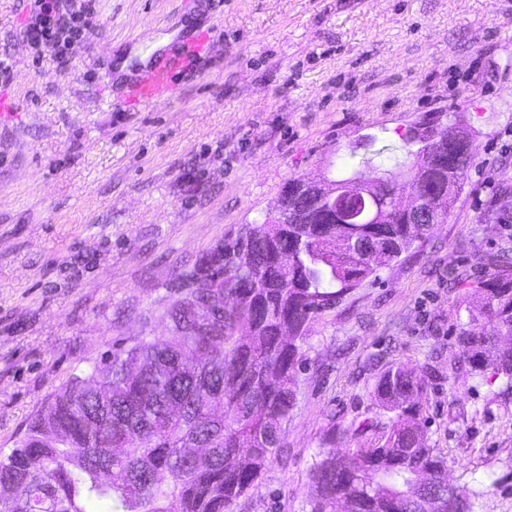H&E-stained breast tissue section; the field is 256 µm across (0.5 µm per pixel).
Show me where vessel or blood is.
Masks as SVG:
<instances>
[{
    "mask_svg": "<svg viewBox=\"0 0 512 512\" xmlns=\"http://www.w3.org/2000/svg\"><path fill=\"white\" fill-rule=\"evenodd\" d=\"M209 39V34L203 33L194 41L185 43L179 48L153 55L148 65L135 73L126 83V99L143 103L162 100L172 91L175 75L187 68L190 57L200 52Z\"/></svg>",
    "mask_w": 512,
    "mask_h": 512,
    "instance_id": "1",
    "label": "vessel or blood"
}]
</instances>
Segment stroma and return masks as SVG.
Listing matches in <instances>:
<instances>
[{"instance_id": "stroma-1", "label": "stroma", "mask_w": 512, "mask_h": 512, "mask_svg": "<svg viewBox=\"0 0 512 512\" xmlns=\"http://www.w3.org/2000/svg\"><path fill=\"white\" fill-rule=\"evenodd\" d=\"M0 0V452L72 374L165 332L168 280L263 219L289 179L405 161L435 112L474 134L445 221L311 320L282 452L233 512H310V470L330 433L379 444L375 377L427 380L421 427L475 512H512V391L458 371L483 259L512 223V0H96L69 64L20 34ZM210 30L166 102L119 100L116 64ZM352 437H345V430Z\"/></svg>"}]
</instances>
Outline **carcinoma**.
<instances>
[{"instance_id": "obj_1", "label": "carcinoma", "mask_w": 512, "mask_h": 512, "mask_svg": "<svg viewBox=\"0 0 512 512\" xmlns=\"http://www.w3.org/2000/svg\"><path fill=\"white\" fill-rule=\"evenodd\" d=\"M452 125L440 112L405 138L408 163L390 169L365 161L341 174L381 182L413 176L430 146L425 135ZM247 226L215 246L197 265L198 285L169 310L162 336H145L117 350L101 370L73 375L28 420L9 454L0 456V512H90L112 501L120 512H231L258 487L282 446L296 403L298 368L313 316L411 252L430 225L407 224L393 212L376 224ZM361 241L373 256L343 253L338 239ZM491 256L476 315L455 343L472 377L491 374L512 388V347L491 351L480 320L512 336V275ZM224 293V316L204 324L196 309ZM426 384L402 365L376 378L373 398L385 423L381 444L356 448L336 463V433L311 470L310 512H334L336 495L419 512L416 470L448 465L419 428Z\"/></svg>"}]
</instances>
